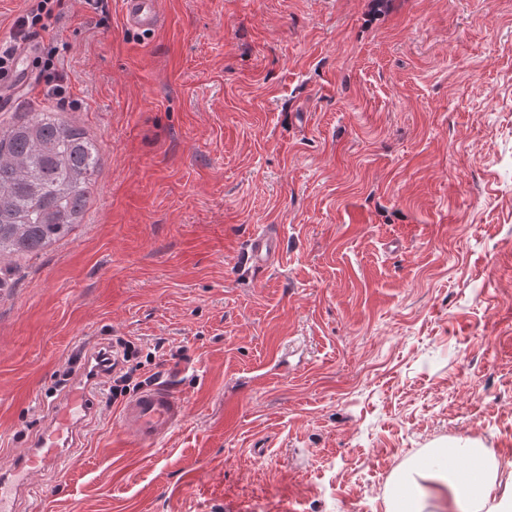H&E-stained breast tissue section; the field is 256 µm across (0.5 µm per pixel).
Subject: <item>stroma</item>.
Wrapping results in <instances>:
<instances>
[{
  "label": "stroma",
  "mask_w": 512,
  "mask_h": 512,
  "mask_svg": "<svg viewBox=\"0 0 512 512\" xmlns=\"http://www.w3.org/2000/svg\"><path fill=\"white\" fill-rule=\"evenodd\" d=\"M151 37L83 0L43 42L99 147L81 224L0 287V444L78 349L164 339L189 405L116 448L98 401L49 512H387L475 442L512 494V0H162ZM275 229L263 276L238 251Z\"/></svg>",
  "instance_id": "stroma-1"
}]
</instances>
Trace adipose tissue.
I'll return each instance as SVG.
<instances>
[{
  "instance_id": "ef3b65f1",
  "label": "adipose tissue",
  "mask_w": 512,
  "mask_h": 512,
  "mask_svg": "<svg viewBox=\"0 0 512 512\" xmlns=\"http://www.w3.org/2000/svg\"><path fill=\"white\" fill-rule=\"evenodd\" d=\"M489 455L473 444L435 449L395 486L389 512H512V496H491Z\"/></svg>"
}]
</instances>
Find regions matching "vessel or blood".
<instances>
[{"label":"vessel or blood","instance_id":"b4317fda","mask_svg":"<svg viewBox=\"0 0 512 512\" xmlns=\"http://www.w3.org/2000/svg\"><path fill=\"white\" fill-rule=\"evenodd\" d=\"M161 0H121L126 28L146 34L162 25ZM284 247L277 232L265 230L251 235L239 252L241 264L252 272L264 273L279 265ZM98 377L88 370L79 374L65 394L54 404L42 432L24 455L14 458L6 472L0 473V512H19L27 497L46 501L48 490L37 489L36 474L52 468L64 469L83 432L95 416ZM187 413L185 399L164 386L142 389L121 407L118 427L140 446L153 447L167 438Z\"/></svg>","mask_w":512,"mask_h":512}]
</instances>
